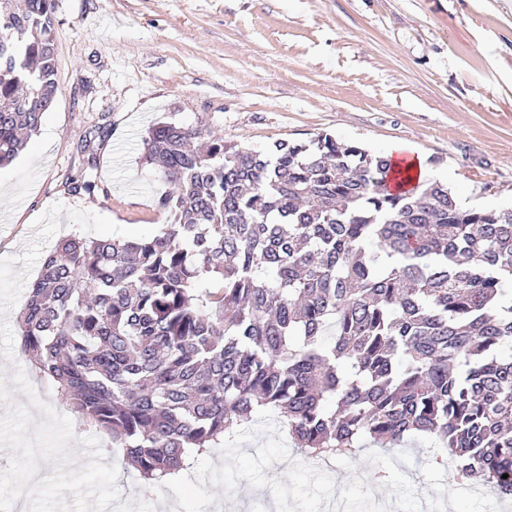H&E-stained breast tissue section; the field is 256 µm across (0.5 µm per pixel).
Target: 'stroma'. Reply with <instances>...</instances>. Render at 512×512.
Here are the masks:
<instances>
[{"instance_id":"stroma-1","label":"stroma","mask_w":512,"mask_h":512,"mask_svg":"<svg viewBox=\"0 0 512 512\" xmlns=\"http://www.w3.org/2000/svg\"><path fill=\"white\" fill-rule=\"evenodd\" d=\"M57 94L37 134L0 166V319L15 324L44 258L63 237L153 234L170 187L143 159L162 116L261 149L328 133L385 153L403 142L431 180L468 206L512 209V0H55ZM70 409L22 352L0 386ZM419 498L448 512H499L490 488L460 498L448 469ZM105 464H117L106 455ZM106 512H157L117 464ZM204 512H275L270 488L215 487Z\"/></svg>"}]
</instances>
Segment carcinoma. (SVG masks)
<instances>
[{"mask_svg": "<svg viewBox=\"0 0 512 512\" xmlns=\"http://www.w3.org/2000/svg\"><path fill=\"white\" fill-rule=\"evenodd\" d=\"M54 2L0 0V165L56 98ZM143 144L167 222L61 239L17 335L145 494L263 409L311 456L420 441L512 495L511 211L391 190L330 134L254 150L161 121Z\"/></svg>", "mask_w": 512, "mask_h": 512, "instance_id": "1", "label": "carcinoma"}]
</instances>
